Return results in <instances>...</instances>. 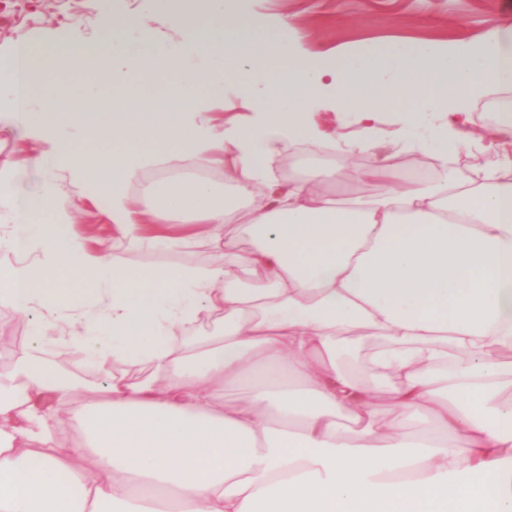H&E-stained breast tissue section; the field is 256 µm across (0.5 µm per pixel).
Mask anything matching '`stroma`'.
I'll return each mask as SVG.
<instances>
[{"mask_svg": "<svg viewBox=\"0 0 512 512\" xmlns=\"http://www.w3.org/2000/svg\"><path fill=\"white\" fill-rule=\"evenodd\" d=\"M129 17L146 22L152 29L168 32L163 15L151 12L147 0H0V58L7 56L18 38L39 40L71 31L92 38L99 17L109 5ZM257 11L270 16H287L295 38L315 53L374 43L387 39L430 38L470 39L482 34L490 24L512 26V0H254ZM502 92H491L482 105H473V126L492 125L496 148L484 151L463 150L467 168L496 165L504 155L512 156V126L503 123L512 111ZM45 143L24 136L9 117L0 118V180L8 182L17 196L38 193L45 184L42 169L35 165L36 156L45 152ZM385 159L407 178L412 164L433 167L431 153L404 149L393 138L377 144L368 153L350 162L337 163L338 176L333 185L337 196H373L382 187L375 182L357 179L356 169ZM206 177L223 184L224 172L191 163L158 162L147 167L133 182L129 193L135 205H146L153 183L160 179ZM55 191L70 200L75 213L70 230L85 239L89 248L108 252L123 246L121 231L102 214L106 205L99 192L88 185L74 183L66 172H56ZM178 235L190 238V245L171 250L125 249L123 259L131 267H218L224 262L221 253L201 245L207 228L202 224H178ZM63 318L48 320L40 309L15 315L0 323V372L9 370L22 356L53 369H68L71 377L84 388L102 382L103 376L86 368L81 352L62 355L57 351L55 336L62 334Z\"/></svg>", "mask_w": 512, "mask_h": 512, "instance_id": "35a3bbf8", "label": "stroma"}]
</instances>
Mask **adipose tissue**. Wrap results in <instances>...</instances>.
Listing matches in <instances>:
<instances>
[{
  "label": "adipose tissue",
  "instance_id": "ef3b65f1",
  "mask_svg": "<svg viewBox=\"0 0 512 512\" xmlns=\"http://www.w3.org/2000/svg\"><path fill=\"white\" fill-rule=\"evenodd\" d=\"M153 7L176 37L110 11L93 41L19 39L0 63V112L48 142V169L96 184L114 224H134L128 188L156 161L222 168L223 185L163 179L151 197L158 223L209 225L224 264L127 267L71 234L53 187L23 200L0 181L13 213L0 249L41 256L0 265V322L66 308L62 349L106 374L116 360L149 369L91 387L65 421L45 406H67V379L25 359L0 373V512H512V403L499 399L512 382L499 358L512 350V161L464 181H403L375 163L357 176L384 191L344 202L324 189L335 167L275 175L299 144L371 149L396 105L406 147L443 161L467 149L475 93L512 89V28L318 55L251 0ZM68 66L95 84L48 81ZM228 73L251 112L219 129L208 114ZM321 99L352 113L358 136L317 124ZM85 282L101 292L84 296ZM202 310L224 315L205 342L192 338ZM360 330L380 345L350 370L339 341ZM238 385L248 396L226 404Z\"/></svg>",
  "mask_w": 512,
  "mask_h": 512
}]
</instances>
